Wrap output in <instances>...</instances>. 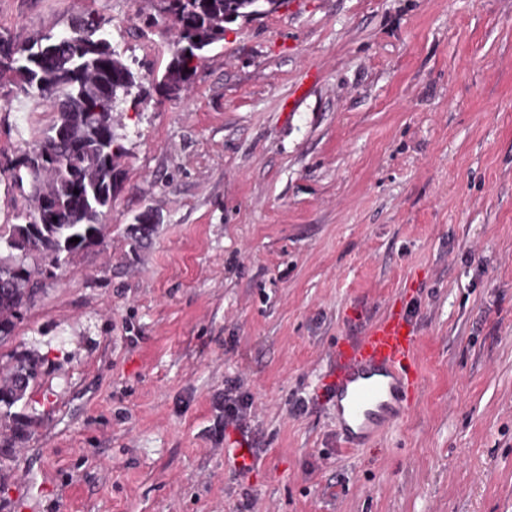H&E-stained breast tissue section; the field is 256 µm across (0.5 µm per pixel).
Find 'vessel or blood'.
I'll return each instance as SVG.
<instances>
[{
    "mask_svg": "<svg viewBox=\"0 0 512 512\" xmlns=\"http://www.w3.org/2000/svg\"><path fill=\"white\" fill-rule=\"evenodd\" d=\"M415 341L409 321L392 314L337 348L330 369L337 449L369 446L406 414L407 394L420 387Z\"/></svg>",
    "mask_w": 512,
    "mask_h": 512,
    "instance_id": "1",
    "label": "vessel or blood"
}]
</instances>
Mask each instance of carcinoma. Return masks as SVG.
<instances>
[{
  "label": "carcinoma",
  "instance_id": "carcinoma-1",
  "mask_svg": "<svg viewBox=\"0 0 512 512\" xmlns=\"http://www.w3.org/2000/svg\"><path fill=\"white\" fill-rule=\"evenodd\" d=\"M258 0H157L158 18L178 32L177 47L157 87L187 85L193 62L223 40L224 16H247ZM92 11L78 17L69 33L19 45L0 36V90L16 88L29 98L49 100L55 119L27 144L11 165V188L27 201L16 223L0 224V347L13 337L14 312L32 304L40 281L23 276L32 261L60 268L103 237V216L120 188L118 160L125 147L112 112L133 95L136 78L108 40ZM79 193H74V190ZM73 237L79 242H70ZM0 368V484L17 463L16 448L37 432L40 419L17 412L37 384L41 359L16 352Z\"/></svg>",
  "mask_w": 512,
  "mask_h": 512
}]
</instances>
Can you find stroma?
<instances>
[{
	"instance_id": "35a3bbf8",
	"label": "stroma",
	"mask_w": 512,
	"mask_h": 512,
	"mask_svg": "<svg viewBox=\"0 0 512 512\" xmlns=\"http://www.w3.org/2000/svg\"><path fill=\"white\" fill-rule=\"evenodd\" d=\"M84 7L0 0V33L61 35ZM92 7L139 83L112 115L123 184L0 347L43 359L0 512H233L234 379L255 512H512V0H286L227 24L176 98L152 82L176 40L144 25L154 0ZM53 118L0 98V224L24 206L6 163ZM392 310L420 388L337 455L326 372ZM254 397L250 392L243 390V383L236 380L231 384H224V428H233L240 434L248 432L251 422V412Z\"/></svg>"
}]
</instances>
